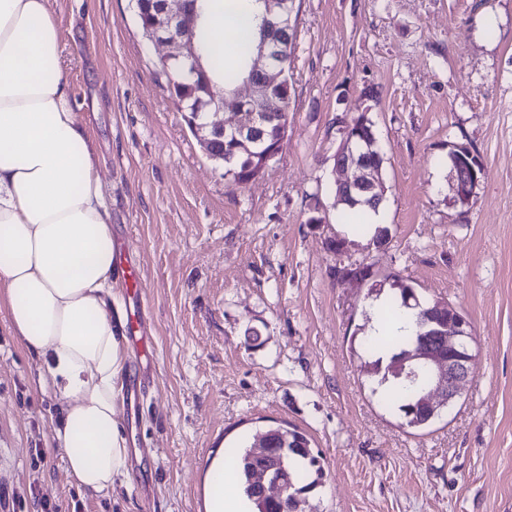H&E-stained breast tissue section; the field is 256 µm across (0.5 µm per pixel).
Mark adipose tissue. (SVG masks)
Segmentation results:
<instances>
[{
    "label": "adipose tissue",
    "instance_id": "obj_1",
    "mask_svg": "<svg viewBox=\"0 0 512 512\" xmlns=\"http://www.w3.org/2000/svg\"><path fill=\"white\" fill-rule=\"evenodd\" d=\"M199 0L213 80L251 0ZM112 216L93 143L70 99L48 0H0V301L61 403L55 437L89 493L130 476L120 418L126 352L112 316ZM209 512H247L232 465L208 473Z\"/></svg>",
    "mask_w": 512,
    "mask_h": 512
}]
</instances>
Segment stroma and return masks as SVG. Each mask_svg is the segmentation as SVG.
Returning <instances> with one entry per match:
<instances>
[{
  "label": "stroma",
  "mask_w": 512,
  "mask_h": 512,
  "mask_svg": "<svg viewBox=\"0 0 512 512\" xmlns=\"http://www.w3.org/2000/svg\"><path fill=\"white\" fill-rule=\"evenodd\" d=\"M288 133L240 184L207 157L132 0H49L68 93L128 242L156 359L124 398L130 485L90 494L53 438L58 399L0 303V512H208L222 449L304 432L326 476L300 512H512V0H294ZM373 122L387 242L337 220L342 121ZM485 176L469 205L448 146ZM343 251L330 249L333 239ZM365 263L457 307L476 368L430 428L372 396L357 336Z\"/></svg>",
  "instance_id": "stroma-1"
}]
</instances>
